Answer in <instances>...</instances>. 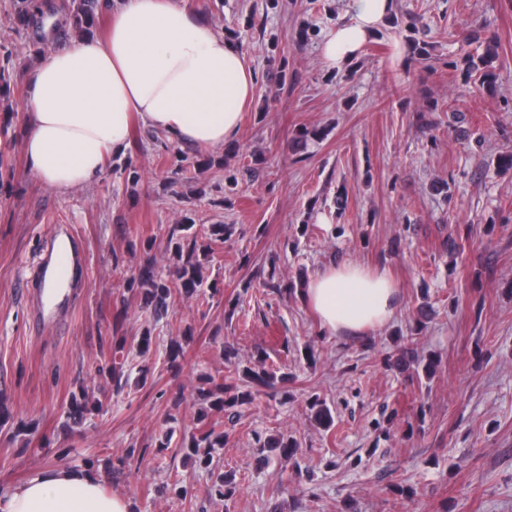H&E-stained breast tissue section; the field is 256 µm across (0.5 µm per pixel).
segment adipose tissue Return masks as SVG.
I'll use <instances>...</instances> for the list:
<instances>
[{"label":"adipose tissue","instance_id":"ef3b65f1","mask_svg":"<svg viewBox=\"0 0 512 512\" xmlns=\"http://www.w3.org/2000/svg\"><path fill=\"white\" fill-rule=\"evenodd\" d=\"M393 0H355L350 23L322 47L337 66L354 59L392 12ZM255 76L241 50L177 0H112L105 34L49 51L28 84L23 151L38 183L89 184L127 150L133 120L177 142L217 148L233 138ZM305 298L334 336L388 325L398 291L387 270L346 262L311 278ZM0 512H132L88 473L56 470L0 495Z\"/></svg>","mask_w":512,"mask_h":512}]
</instances>
